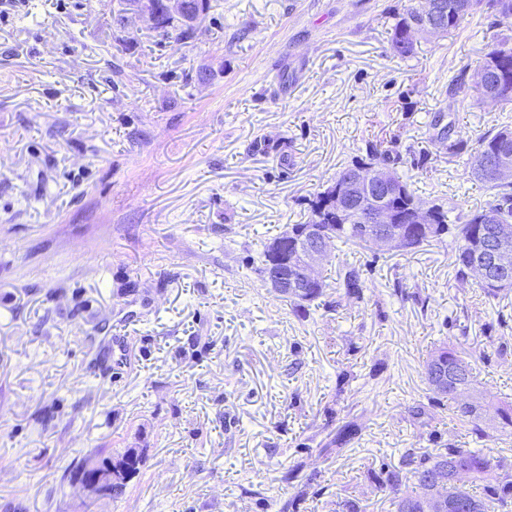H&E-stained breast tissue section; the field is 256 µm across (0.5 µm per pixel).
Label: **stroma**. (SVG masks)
I'll return each instance as SVG.
<instances>
[{
	"instance_id": "obj_1",
	"label": "stroma",
	"mask_w": 512,
	"mask_h": 512,
	"mask_svg": "<svg viewBox=\"0 0 512 512\" xmlns=\"http://www.w3.org/2000/svg\"><path fill=\"white\" fill-rule=\"evenodd\" d=\"M404 2L209 0L179 41L117 28L118 0H0V512H392L370 474L406 452L512 458V434L477 439L447 403L412 415L449 341L512 398V293L455 281L450 239L332 246L304 314L253 272L258 240L378 143L422 200L489 201L437 135L512 123L448 85L512 24L477 15L402 60ZM349 267L362 300L338 286ZM97 448L144 452L121 498L70 477Z\"/></svg>"
}]
</instances>
